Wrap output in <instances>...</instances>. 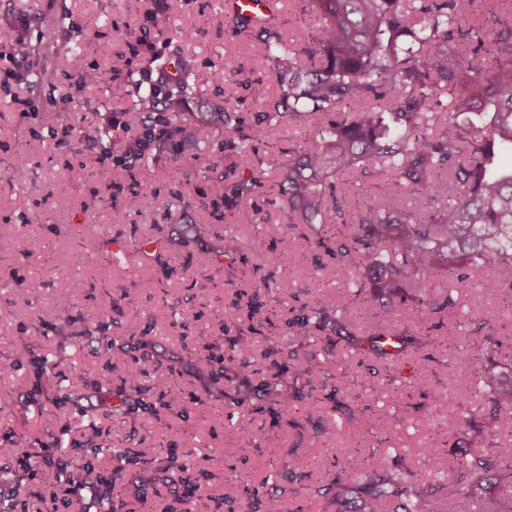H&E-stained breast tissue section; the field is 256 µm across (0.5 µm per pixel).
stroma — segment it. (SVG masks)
I'll return each mask as SVG.
<instances>
[{"instance_id":"obj_1","label":"stroma","mask_w":512,"mask_h":512,"mask_svg":"<svg viewBox=\"0 0 512 512\" xmlns=\"http://www.w3.org/2000/svg\"><path fill=\"white\" fill-rule=\"evenodd\" d=\"M317 18L301 0H279L275 29L299 51L311 49ZM24 39L33 68L43 79H17L16 66L0 56V229L17 247L0 245V448L26 438L33 476L17 496L0 498V512H81L67 475L48 469L49 449L68 450L70 463H92L104 479L114 464L110 449L137 457L120 495L104 512H227L226 487L249 489L261 501L278 500L283 512H336L321 497L339 470L356 474L377 464L381 474L407 468H434L437 457L459 461L473 441L489 430L512 437V412L500 409L480 383L483 371L512 377V291L477 294L451 288L447 275L409 284L392 295L364 291L355 296V332L367 334L377 309L406 310L404 319L423 347H410L390 361H376L346 340L319 333L301 344L289 325L306 305L342 300L348 279L341 257L314 247L306 225L287 224L288 205L279 193L283 164L305 145L309 118L276 128L250 151L251 170L263 186L239 205L214 214L210 203L223 195L227 172L238 164L235 150L221 148L222 126L209 123L214 112L251 125L263 103L278 92V81L259 59L265 52L258 27L236 26L223 0H0V40ZM178 52L194 68V92L182 125L192 136L178 147L147 146L144 158L129 147L126 131L131 97L112 92L111 81L84 85L57 68L64 54H79L104 73L146 69L151 51ZM236 74L215 85L225 58ZM84 121L104 127L102 141L79 143L67 125ZM222 153V169L206 172L203 162ZM112 169L100 182V164ZM385 168L339 178L338 196L350 211L365 208L373 196L392 190ZM140 210L112 222L130 194ZM120 235L128 251L113 259L105 243ZM236 236L239 252L223 264L213 261L225 236ZM161 241L156 259L140 260L144 240ZM300 251L307 260L280 266L267 257L281 249ZM72 287L79 313L67 340L53 331L62 318L58 297ZM130 289L135 304L122 300ZM453 296V308L436 304ZM264 303L255 319V352L247 382L232 378L229 347L216 350L215 371L227 377H196L198 350L223 334L232 305L252 298ZM482 327L495 337L491 352L468 345V332ZM153 342V354L175 370L174 393L184 399L187 417L139 406L116 412L93 389L72 383L73 370L89 378L110 375L120 389L127 373L152 369L132 342ZM275 347L280 363L311 365L313 381L298 380V396L288 415L275 417L266 383ZM241 392L236 404L228 393ZM452 394L462 433L437 432L448 411L439 397ZM389 413L386 430L375 429ZM438 446L431 456L429 446ZM278 456H271V449ZM178 456L196 481L187 486L163 462Z\"/></svg>"}]
</instances>
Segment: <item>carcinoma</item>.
Masks as SVG:
<instances>
[{
    "mask_svg": "<svg viewBox=\"0 0 512 512\" xmlns=\"http://www.w3.org/2000/svg\"><path fill=\"white\" fill-rule=\"evenodd\" d=\"M318 17L312 56L318 65L303 67L299 55L282 36L262 28L267 39L261 64L275 74L279 92L265 100L261 118L243 130L224 118V139L238 146L241 161L247 147L270 137L282 125L304 115L336 118L310 126L299 158L288 165L280 183L288 199V216L296 224H336L350 233L336 243L343 261L355 262L374 291L391 293L409 280L427 283L446 273L455 288L472 286L493 290L512 287V20L490 11L496 31L481 24L462 25L464 0H304ZM477 63L463 67L467 54ZM62 70L85 82L88 74L75 56L60 60ZM176 75L165 84L142 89L130 70L126 77L113 73L112 88L134 95L128 109L133 125L160 143L185 138L175 122L176 112L192 89V66L177 57ZM366 102L350 116L341 112L349 102ZM389 167L397 180L395 190H412L428 207L403 209L392 192L370 199L364 210L345 214L335 195L333 175L375 167ZM261 187L259 177L241 178L224 191L222 202L231 209ZM389 249L392 258L383 256ZM495 278L485 279L488 272ZM352 298L319 301L299 322L305 342L315 332L351 336L349 308ZM370 351L376 359H393L380 340L402 338V346L417 345L408 328L397 330L385 312L375 314L369 327ZM142 359L153 360L151 383L133 373L124 386L139 395H153L161 407L184 415L182 401L171 395L173 370L152 359L151 342L143 341ZM237 374L251 367L254 342L250 336L231 339ZM275 404L288 412L292 386L284 379L287 368L272 362ZM74 379L117 399L112 409L129 406L127 391H112L110 379H89L77 372ZM498 407L512 409V382L493 373L481 376ZM448 468L441 459L436 470L419 473L407 469L383 477L376 468L351 477L336 473L323 486V495L340 503L349 494L359 502L356 512H388L399 499L400 512H426L428 489ZM461 495L484 505L480 512H506L495 501L502 479L512 478V439L501 440L493 431L487 440L468 449L460 463Z\"/></svg>",
    "mask_w": 512,
    "mask_h": 512,
    "instance_id": "1",
    "label": "carcinoma"
}]
</instances>
